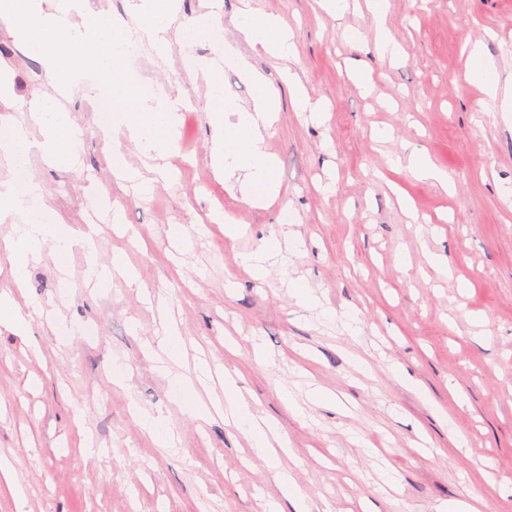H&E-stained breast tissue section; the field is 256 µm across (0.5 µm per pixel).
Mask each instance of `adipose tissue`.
Returning <instances> with one entry per match:
<instances>
[{"mask_svg":"<svg viewBox=\"0 0 512 512\" xmlns=\"http://www.w3.org/2000/svg\"><path fill=\"white\" fill-rule=\"evenodd\" d=\"M221 0H213L211 10L196 19L190 27L177 22L178 0H140L135 10L140 18L138 28L113 25L104 9L83 7L76 14L44 13L41 0H0V22L6 24L28 47L38 49L45 64L46 89L41 97L25 101L10 92L8 83L0 82V151L14 161L12 175L0 182V219L9 218L17 226L15 235L0 239V255L10 263V277L0 280V325L16 335L28 333L29 314L43 315L36 301L19 305L15 289L24 287L32 264L38 262L45 248L55 255L70 253L81 247L86 255L87 275L95 286L107 287L113 274H121L129 284L137 277L124 256L113 257L110 265L98 263L95 238L99 225L86 224L73 228L62 222L47 199L41 183L30 165L32 156L53 166L79 171L77 150L83 136L82 127L71 119L63 104L69 91L62 75L83 66H93L103 77L106 97L105 110L97 125L105 136L128 138L141 153L155 160V173L168 178L170 172L161 166L175 146V131L179 114L187 104L182 94L155 92L152 87L132 85L126 78L122 49L134 36L147 39L160 53H169L173 44L187 40L218 44L212 58L184 53L185 67L201 75L207 85V105L212 126L218 137L210 156L216 176L222 177L228 189L239 190L245 203L259 206L275 200L280 194L276 165L264 150L263 133L278 120L279 103L274 90L254 71L237 47L223 43L218 21ZM237 36L252 49L288 60L293 55L292 34L276 17L260 15L250 0H243ZM472 66L463 79L480 85L490 98H502L512 111V95H501V81L495 76V66L481 47L470 52ZM235 65L256 89L251 107L239 106L224 92V66ZM36 126L39 137H31L28 128ZM201 418L219 414L225 424L246 431L262 460L275 471L281 492L272 512H284L283 503H290L293 512H312V506L302 493L292 474L280 468L279 452L287 451V443L272 446L269 437L276 427L268 418L255 415L232 375L224 377V398L211 403H199Z\"/></svg>","mask_w":512,"mask_h":512,"instance_id":"adipose-tissue-1","label":"adipose tissue"}]
</instances>
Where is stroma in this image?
<instances>
[{
  "instance_id": "1",
  "label": "stroma",
  "mask_w": 512,
  "mask_h": 512,
  "mask_svg": "<svg viewBox=\"0 0 512 512\" xmlns=\"http://www.w3.org/2000/svg\"><path fill=\"white\" fill-rule=\"evenodd\" d=\"M252 4L282 18L295 43L292 63L241 48L279 94L264 142L281 187L273 203L249 206L215 176L206 85L178 51L148 52L127 71L193 103L169 159L174 179L145 194L112 175L116 150L140 166L134 143L96 133L100 75L88 66L71 78L84 168L37 157L34 173L73 227L88 217L87 186L101 183L147 246L108 223L97 241L100 263L120 253L136 268L135 287L116 275L107 290L94 288L77 248L31 267L28 295L75 335L62 346L45 320H31L24 338L0 325V456L13 462L25 496L16 506L0 485V512H266L278 500L274 472L245 434L219 418L197 420L191 397L159 372L147 345L169 311L186 351L180 372H192L198 356L236 372L241 392L287 441L281 465L313 512H436L473 498L482 512H512V122L462 80L477 41L500 77L512 76L502 49L512 39V0H391L397 60L375 52L365 0L337 17L319 0ZM359 66L371 73L367 83L351 77ZM0 67L17 95L42 94L40 58L2 25ZM289 70L321 117L294 109ZM380 129L387 139H377ZM412 148L447 171L451 191L392 170ZM330 181L334 192L323 193ZM396 185L414 214L400 208ZM212 209L237 218L243 234L227 238ZM177 224L190 248L170 240ZM273 236L282 253L256 280L238 256ZM432 253L447 272L430 265ZM292 279L328 307L355 309L362 336L296 306ZM117 360L121 384L112 380ZM392 363L403 379L388 372ZM311 380L331 401L309 402ZM142 414L172 428L177 447L162 448ZM89 439L103 456L87 459Z\"/></svg>"
}]
</instances>
